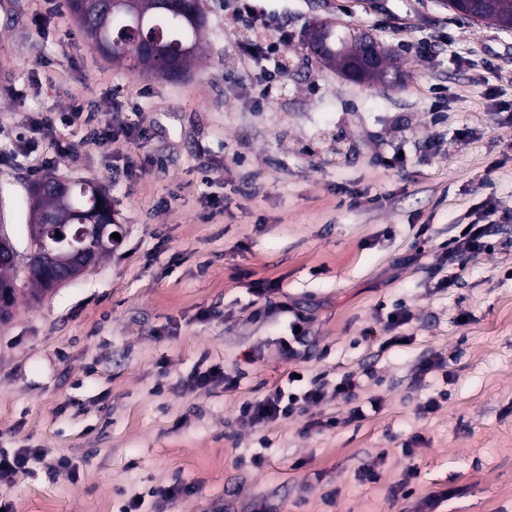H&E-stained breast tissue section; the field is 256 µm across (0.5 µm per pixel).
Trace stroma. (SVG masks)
<instances>
[{"mask_svg": "<svg viewBox=\"0 0 512 512\" xmlns=\"http://www.w3.org/2000/svg\"><path fill=\"white\" fill-rule=\"evenodd\" d=\"M203 4V59L173 81L103 59L65 0H0V214L17 248H29V188L49 174L102 186L121 226L112 251L64 286L35 300L18 281L0 325V450L38 448L43 459L0 477V502L14 512H121L136 497L140 512H512V30L442 0H261L291 36L267 99L239 62L226 0ZM319 21L376 34L402 85L359 83L309 55L305 31ZM77 97L100 123L146 128V139L97 146L77 122L34 129ZM18 136L37 147L13 153ZM487 199L491 249L434 290L442 246ZM259 280L312 319L295 358L280 352L287 315L260 312ZM399 304L411 312L407 341L388 348L384 322ZM434 353L447 376L415 380ZM204 358L237 385L187 391ZM294 369L329 383L355 373L360 401L379 406L353 422L340 399L264 426L241 420L244 402ZM332 415L342 425L313 428ZM61 457L72 473L50 472ZM175 484L190 494L164 496Z\"/></svg>", "mask_w": 512, "mask_h": 512, "instance_id": "obj_1", "label": "stroma"}]
</instances>
